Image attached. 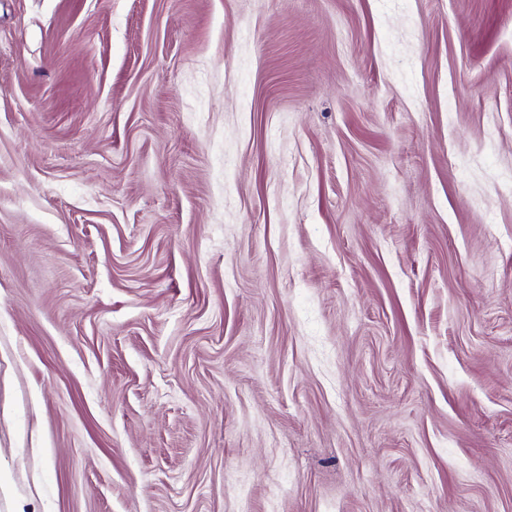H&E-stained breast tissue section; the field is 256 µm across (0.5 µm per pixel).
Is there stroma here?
<instances>
[{
	"mask_svg": "<svg viewBox=\"0 0 512 512\" xmlns=\"http://www.w3.org/2000/svg\"><path fill=\"white\" fill-rule=\"evenodd\" d=\"M0 512H512V0H0Z\"/></svg>",
	"mask_w": 512,
	"mask_h": 512,
	"instance_id": "35a3bbf8",
	"label": "stroma"
}]
</instances>
